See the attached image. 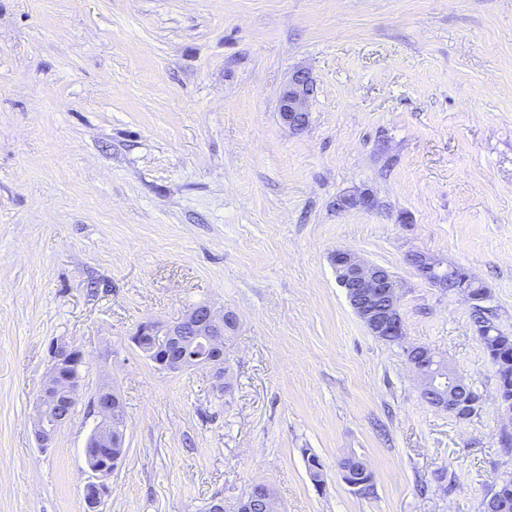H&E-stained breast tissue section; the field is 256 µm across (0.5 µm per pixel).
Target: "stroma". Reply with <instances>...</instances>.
<instances>
[{"label": "stroma", "instance_id": "35a3bbf8", "mask_svg": "<svg viewBox=\"0 0 512 512\" xmlns=\"http://www.w3.org/2000/svg\"><path fill=\"white\" fill-rule=\"evenodd\" d=\"M298 70L295 133L278 95ZM356 189L376 206L336 212ZM339 249L396 277L402 345L352 311ZM415 251L482 282L512 336V0H0V512H84L103 389L126 413L104 512H235L254 483L278 512H478L512 476V421L469 302ZM203 302L238 318L221 394L131 341ZM57 341L86 364L44 451ZM411 346L476 416L426 402ZM350 455L372 495L343 481ZM313 83L305 71H297L283 86L279 94L278 112L282 123L299 132L308 123L309 102ZM408 261L420 278L436 288L448 290L450 289L448 287L454 284H461V268L457 267L450 271H448V268L443 269L448 276L447 278L441 270V262L428 253L414 252L408 256Z\"/></svg>", "mask_w": 512, "mask_h": 512}]
</instances>
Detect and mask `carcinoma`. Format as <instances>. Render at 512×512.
I'll return each instance as SVG.
<instances>
[{"mask_svg": "<svg viewBox=\"0 0 512 512\" xmlns=\"http://www.w3.org/2000/svg\"><path fill=\"white\" fill-rule=\"evenodd\" d=\"M472 290L475 301L472 304V317L477 327L479 339L489 357L497 366L499 379V396L501 403L512 405V336L502 334L494 324L492 313L483 305L487 291L484 285L476 280L467 283ZM345 482H367L363 495L374 493V475L363 474L352 469L342 475ZM479 512H512V479L493 485L483 496L479 504Z\"/></svg>", "mask_w": 512, "mask_h": 512, "instance_id": "1", "label": "carcinoma"}]
</instances>
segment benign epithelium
<instances>
[{
    "label": "benign epithelium",
    "instance_id": "1",
    "mask_svg": "<svg viewBox=\"0 0 512 512\" xmlns=\"http://www.w3.org/2000/svg\"><path fill=\"white\" fill-rule=\"evenodd\" d=\"M312 93L313 83L305 71L292 74L281 89L278 112L282 123L289 129L299 132L307 126ZM374 206L375 198L367 191L342 194L336 198L338 212ZM408 261L420 278L436 288L448 289V278L436 257L414 252L408 256ZM331 263L351 308L372 335L405 336V324L399 307V285L388 269L371 264L349 250L333 252ZM236 324L237 317L233 313L220 315L210 305L198 304L176 322L148 321L140 325L132 341L164 370L178 371L194 366L210 368L213 387L222 392L227 371L224 345L228 331L234 329ZM190 339L194 340L198 349L197 353L191 355L186 349ZM410 353L431 360L430 368H416L414 372L423 393L434 390L441 392V400L435 407L455 415L458 409L466 406L461 395L466 383L460 375L452 369L448 370V388L444 389L435 376V370L442 367L441 359L423 346L411 348ZM84 364L83 353L69 343L61 341L53 345L48 377L35 402L34 432L38 447H53L59 431L77 407L81 388L80 367ZM92 406L99 421L87 439V444L95 448V453L86 457L91 480L84 486V502L86 512H102L105 496L110 491L108 479L117 469L124 453L116 432L124 427L126 415L123 402L111 390L100 391ZM256 492L263 493V512H277L272 492L262 483L250 487L239 500L236 512H250L251 497Z\"/></svg>",
    "mask_w": 512,
    "mask_h": 512
}]
</instances>
